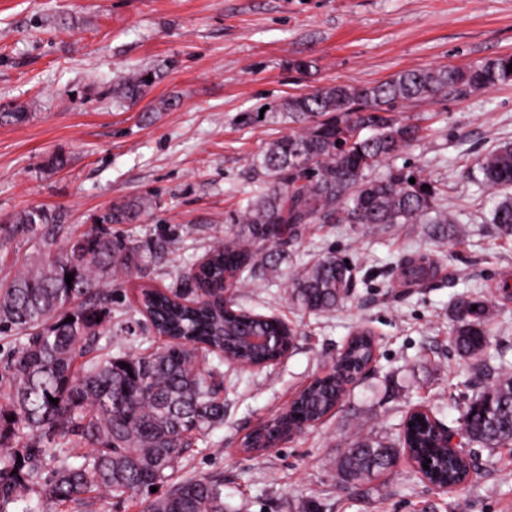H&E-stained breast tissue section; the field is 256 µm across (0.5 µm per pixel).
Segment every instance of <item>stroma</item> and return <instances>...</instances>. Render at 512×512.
Masks as SVG:
<instances>
[{
  "mask_svg": "<svg viewBox=\"0 0 512 512\" xmlns=\"http://www.w3.org/2000/svg\"><path fill=\"white\" fill-rule=\"evenodd\" d=\"M512 54V0H0V110L29 118L0 123V220L23 210L62 214L59 238L103 228L139 244L166 235L164 258L146 257L112 288V312L131 310L144 286L168 288L209 243L234 232L229 213L264 179L270 143L287 133L272 113L289 97L344 82L371 86L411 69L464 65ZM309 69L297 68V61ZM159 72L134 106L110 94L142 68ZM267 113H260V106ZM426 129L391 167L443 189L463 235L432 239L419 224H313L288 247L276 277L237 300L294 329L288 357L241 368L200 353L224 374V421L185 454L188 475H221L230 512H512V449L474 448L464 490H436L409 463L371 485L345 483L336 457L354 433L397 440L418 405L459 428L486 386L457 355L451 312L463 293L491 299L494 332L484 359L512 363V237L492 222L500 192L483 186L476 160L512 142V83L408 107ZM62 153L65 167L51 165ZM150 200L132 224L100 225L113 202ZM354 274L347 303L330 314L288 298L296 266L327 252ZM433 253L435 275L399 286V261ZM375 339L371 370L335 412L260 454L241 448L259 421L285 408L327 371L352 330Z\"/></svg>",
  "mask_w": 512,
  "mask_h": 512,
  "instance_id": "35a3bbf8",
  "label": "stroma"
}]
</instances>
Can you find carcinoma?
Returning <instances> with one entry per match:
<instances>
[{
  "label": "carcinoma",
  "mask_w": 512,
  "mask_h": 512,
  "mask_svg": "<svg viewBox=\"0 0 512 512\" xmlns=\"http://www.w3.org/2000/svg\"><path fill=\"white\" fill-rule=\"evenodd\" d=\"M511 63L512 54H504L465 66L406 70L374 86L329 84L271 108L286 113L291 127L264 154L261 167L270 185L250 191L247 207L227 218L239 225L237 233L209 246L190 267L209 298L140 291L133 311L156 335L169 338L150 352L112 353V333L131 328L127 320L112 323L109 286L130 272L140 246L95 230L60 241L54 225L61 215L43 209L1 223L0 247L25 237L38 248L0 279V334L15 337L0 363V512L19 502L26 504L22 512H39L29 506L34 498L86 507L96 495L136 497L143 512H228L221 477L176 476L185 449L224 420V402L213 390L218 374L200 365L198 347L220 357L227 353L242 367L286 352L291 338L268 316L240 305L236 292L258 272H278L284 246L300 242L310 224H430L434 234L457 232L430 180L394 168L380 177L373 171L422 137L423 127L404 108L512 82ZM158 78L151 69L139 70L112 87V98L133 105ZM477 164L490 189L512 187L511 142L492 147ZM146 207L139 198L121 200L100 220L129 224ZM492 222L512 235L511 195L497 202ZM434 271L427 254L400 263L408 285ZM67 274L74 277L69 284ZM352 283V266L329 254L295 272L289 297L305 310L331 312L346 301ZM491 313V302L477 295L457 299L451 332L460 356L475 359L487 351ZM246 334L272 341L251 348L238 340ZM372 355L366 329L355 331L341 352L346 369L359 368ZM340 398L335 376L317 380L300 391L286 419L245 435L244 450L260 451L284 429L320 421ZM460 430L470 446L512 447L509 364L500 363L492 383L471 401ZM405 446L418 466L431 460L423 470L430 479L451 488L465 483L470 461L445 451V438L428 415L411 419L396 443L357 437L338 456L339 476L369 483L396 468L397 449Z\"/></svg>",
  "instance_id": "cac0c4a2"
}]
</instances>
